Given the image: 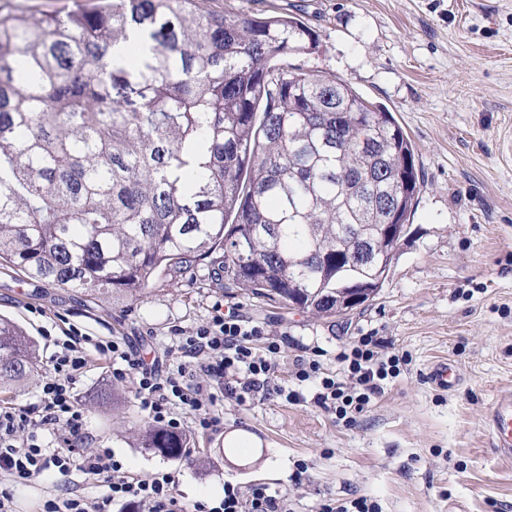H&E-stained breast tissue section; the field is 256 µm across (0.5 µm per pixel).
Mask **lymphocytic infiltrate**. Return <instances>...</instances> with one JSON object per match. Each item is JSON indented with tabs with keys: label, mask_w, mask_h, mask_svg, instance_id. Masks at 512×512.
<instances>
[{
	"label": "lymphocytic infiltrate",
	"mask_w": 512,
	"mask_h": 512,
	"mask_svg": "<svg viewBox=\"0 0 512 512\" xmlns=\"http://www.w3.org/2000/svg\"><path fill=\"white\" fill-rule=\"evenodd\" d=\"M287 335L271 336L263 326L237 312L217 313L206 324L172 339L181 362L176 371L146 363L139 349L125 339L91 341L79 331L56 340V352L42 379L35 402L0 406V512H16L13 489L54 469L66 475L77 470L104 477L105 492L87 498L77 489L44 500L40 512H293L287 489L265 484L243 487L225 483L224 495L210 504H187L179 490V474L158 469L144 477L131 476L112 449L89 448L86 414L74 391L91 356L112 361V374L130 380L138 407L149 423L180 430L215 433L223 420L224 399L244 406L275 395L301 401L298 384L313 380L315 404L353 425L372 398L384 391L387 378L398 376L400 360L390 354L382 337H355L338 359L344 373L324 371L312 355L297 356L292 384L277 382L281 346ZM56 427V447L42 444L39 433Z\"/></svg>",
	"instance_id": "obj_1"
}]
</instances>
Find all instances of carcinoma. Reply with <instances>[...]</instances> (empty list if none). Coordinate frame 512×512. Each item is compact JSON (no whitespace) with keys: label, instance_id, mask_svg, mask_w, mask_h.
Instances as JSON below:
<instances>
[{"label":"carcinoma","instance_id":"1","mask_svg":"<svg viewBox=\"0 0 512 512\" xmlns=\"http://www.w3.org/2000/svg\"><path fill=\"white\" fill-rule=\"evenodd\" d=\"M127 63L110 50L130 38ZM320 46L288 14L207 0H95L0 16V262L76 292L140 297L224 250V286L318 318L378 287L382 224L419 193L393 115L344 81L288 64ZM0 318V388L38 371ZM141 447L178 459L160 427Z\"/></svg>","mask_w":512,"mask_h":512}]
</instances>
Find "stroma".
<instances>
[{
	"instance_id": "stroma-1",
	"label": "stroma",
	"mask_w": 512,
	"mask_h": 512,
	"mask_svg": "<svg viewBox=\"0 0 512 512\" xmlns=\"http://www.w3.org/2000/svg\"><path fill=\"white\" fill-rule=\"evenodd\" d=\"M217 7L300 17L318 34L313 54L291 64L348 83L391 112L412 141L423 180L389 275L372 300L340 317L317 318L224 286V253L180 274L162 275L139 299L102 297L28 278L0 263V315L36 342L74 328L98 340L122 337L175 370L173 329L186 332L233 309L271 334L287 333L277 377L289 379L302 348L324 351L325 368L353 337L374 332L407 366L351 427L313 403L278 397L224 403L225 431L261 442L260 462L227 458L223 433L190 434L189 453L169 459L141 448V414L129 381L91 357L75 385L93 443L112 449L129 472L180 473L188 503L216 500L225 483L289 484L297 512L326 499L374 498L382 512H512V458L492 447L486 420L495 396L512 393V0H215ZM455 365L453 389L429 383L435 364ZM93 498L105 481L72 471L16 487L18 512H38L65 487Z\"/></svg>"
}]
</instances>
